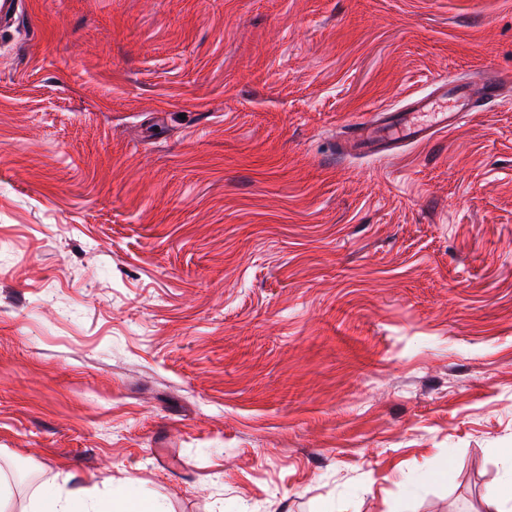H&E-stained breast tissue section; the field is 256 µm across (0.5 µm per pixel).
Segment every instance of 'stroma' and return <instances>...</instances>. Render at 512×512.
I'll return each instance as SVG.
<instances>
[{
  "label": "stroma",
  "instance_id": "obj_1",
  "mask_svg": "<svg viewBox=\"0 0 512 512\" xmlns=\"http://www.w3.org/2000/svg\"><path fill=\"white\" fill-rule=\"evenodd\" d=\"M512 0H22L0 27V479L157 512H484L512 478ZM505 83L506 78L491 77L479 83L459 85L453 103L448 106V82H439L435 95L410 96L403 109H378L367 119L352 123L344 133L341 149L375 156L426 142L437 133L455 129L468 112H476L498 98Z\"/></svg>",
  "mask_w": 512,
  "mask_h": 512
}]
</instances>
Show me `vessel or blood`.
<instances>
[{"label":"vessel or blood","mask_w":512,"mask_h":512,"mask_svg":"<svg viewBox=\"0 0 512 512\" xmlns=\"http://www.w3.org/2000/svg\"><path fill=\"white\" fill-rule=\"evenodd\" d=\"M504 83V78L491 77L452 91L447 82H439L435 95L409 97L402 109H379L367 119L352 123L344 133L341 148L375 156L426 142L437 133L458 127L467 113L498 98Z\"/></svg>","instance_id":"vessel-or-blood-1"}]
</instances>
